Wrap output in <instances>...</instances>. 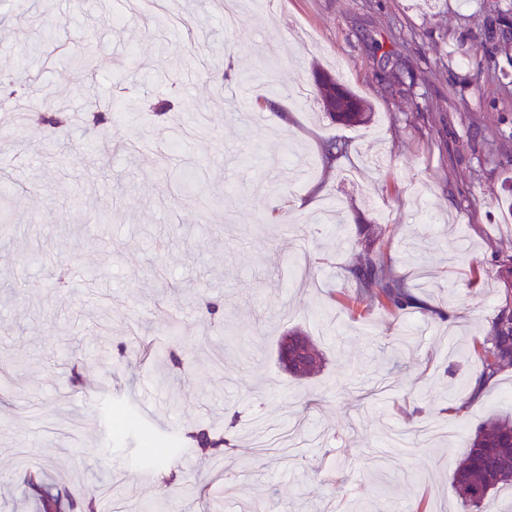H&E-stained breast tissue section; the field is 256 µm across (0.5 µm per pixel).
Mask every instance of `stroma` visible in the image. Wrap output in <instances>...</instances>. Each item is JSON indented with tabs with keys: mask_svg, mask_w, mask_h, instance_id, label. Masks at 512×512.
Returning a JSON list of instances; mask_svg holds the SVG:
<instances>
[{
	"mask_svg": "<svg viewBox=\"0 0 512 512\" xmlns=\"http://www.w3.org/2000/svg\"><path fill=\"white\" fill-rule=\"evenodd\" d=\"M152 12L0 0V75L25 88L0 91V182L16 202L0 226V371L13 379L0 388V512H38L30 468L76 499L109 481L101 512L161 496L167 512H462L464 441L512 409V368L472 395L474 342L503 298L496 259L512 256V0ZM378 43L412 72V93L392 92ZM320 73L371 121H331ZM47 96L78 121L28 120ZM157 97L171 103L161 116ZM94 101L111 104L112 126L82 121ZM273 106L287 124L265 119ZM330 139L349 149L328 169ZM361 224L382 227L386 258L444 318L349 311ZM294 327L324 354L307 378L276 361ZM148 338L183 370L137 355ZM202 424L230 429L234 448L180 446ZM143 431L176 452L141 464ZM320 78L321 79L317 77L315 80L316 92L323 102L326 114L332 121H337L346 125L353 126L361 124L364 125L369 122L372 112L366 101L349 90L345 85L338 82L334 77L329 75H320ZM326 83H329V86H327ZM338 88L341 89L343 93H345L349 99V101H347L349 104H353V106H355L358 111L364 112H329L330 105L336 106V89ZM362 113L365 114L364 118L359 117V115Z\"/></svg>",
	"mask_w": 512,
	"mask_h": 512,
	"instance_id": "stroma-1",
	"label": "stroma"
}]
</instances>
